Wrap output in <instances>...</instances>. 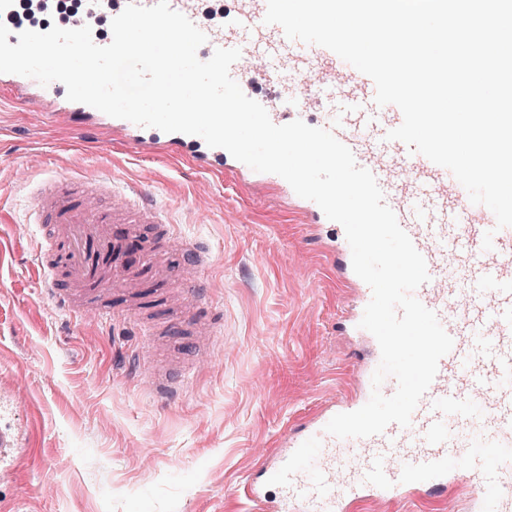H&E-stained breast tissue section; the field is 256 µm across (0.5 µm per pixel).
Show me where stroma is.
I'll list each match as a JSON object with an SVG mask.
<instances>
[{
    "mask_svg": "<svg viewBox=\"0 0 512 512\" xmlns=\"http://www.w3.org/2000/svg\"><path fill=\"white\" fill-rule=\"evenodd\" d=\"M86 166L128 184L150 177L182 235L210 249L220 331L186 392L158 405L125 363L147 335L75 324L43 298V241L16 208L44 169ZM287 199L201 173L186 160L78 137L34 104L0 102V430L9 477L0 512H253L243 485L295 424L355 387L350 305ZM464 495L369 500L359 512H469Z\"/></svg>",
    "mask_w": 512,
    "mask_h": 512,
    "instance_id": "1",
    "label": "stroma"
}]
</instances>
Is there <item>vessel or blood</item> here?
I'll return each mask as SVG.
<instances>
[{"instance_id":"b4317fda","label":"vessel or blood","mask_w":512,"mask_h":512,"mask_svg":"<svg viewBox=\"0 0 512 512\" xmlns=\"http://www.w3.org/2000/svg\"><path fill=\"white\" fill-rule=\"evenodd\" d=\"M169 5L206 34L201 60L218 48L240 50L230 74L246 95L254 94L260 78L275 87V94L257 96L274 124L299 119L329 130L358 166L374 174L385 203L427 264L430 279L414 295L453 339L409 427L392 424L366 438L325 433L333 416L369 400L381 358L375 337L359 326L372 293L352 268L343 227L281 176L254 171L201 137L108 116L67 100L57 82L44 86L0 73V92H28L67 113L78 131L104 128L134 153L186 158L199 170L255 188L277 187L305 214L309 237L320 245L337 281L352 290L348 323L368 348L366 360L355 367L353 395L284 430L275 448L259 459L246 498L263 505L264 512H352L364 499L413 500L436 487L463 484L475 512H512V227L497 229L491 210L472 204L449 170L388 139L403 121L400 109L377 106L373 80L332 51L288 39L280 26L265 24L266 0H237L220 18L199 13L194 0H169ZM24 207L45 232L41 293L55 308L73 319L136 322L153 306L177 305L185 316L173 329L195 336L197 359L209 356L217 324L209 301L211 253L178 232L151 184L129 191L101 171L52 175L39 181ZM490 230L495 236L487 251L483 237ZM169 247L187 253L190 265L157 263ZM168 281L175 282V290L152 292V285ZM129 370L162 403L177 399L188 382L179 372L159 374L140 354Z\"/></svg>"}]
</instances>
